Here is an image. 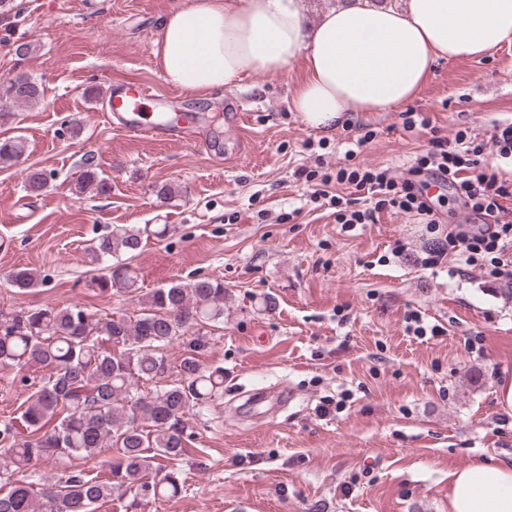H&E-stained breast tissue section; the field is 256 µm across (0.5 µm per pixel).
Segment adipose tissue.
Instances as JSON below:
<instances>
[{
	"mask_svg": "<svg viewBox=\"0 0 512 512\" xmlns=\"http://www.w3.org/2000/svg\"><path fill=\"white\" fill-rule=\"evenodd\" d=\"M512 42V0H346L309 23L301 0H191L164 17L154 55L165 81L192 94L272 76L304 56L290 107L335 128L356 112L413 101L438 63ZM448 512H512V461L448 473Z\"/></svg>",
	"mask_w": 512,
	"mask_h": 512,
	"instance_id": "obj_1",
	"label": "adipose tissue"
}]
</instances>
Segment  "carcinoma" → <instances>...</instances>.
Instances as JSON below:
<instances>
[{
  "instance_id": "1",
  "label": "carcinoma",
  "mask_w": 512,
  "mask_h": 512,
  "mask_svg": "<svg viewBox=\"0 0 512 512\" xmlns=\"http://www.w3.org/2000/svg\"><path fill=\"white\" fill-rule=\"evenodd\" d=\"M42 93L24 75L0 83V99L33 106ZM24 145L0 139V160L20 164ZM80 190L103 194L107 185L92 166L77 182ZM25 190L39 195L47 178L29 170ZM172 227L114 225L91 247L105 272L92 277L102 293L132 298L137 275L121 257L138 251L143 237L163 239ZM16 293L43 284L39 274L17 267L8 276ZM224 322V283L200 278L152 290L137 317H95L78 304L0 311V365L22 374L34 388L19 414L0 423V444L8 458L0 466V512H95L112 496L172 498L182 491L176 473L151 477L156 460L176 461L186 452V416L224 396V368H202L199 354L208 329ZM183 340L176 378L144 393L140 384L168 372L167 347ZM46 369L35 378L32 373ZM118 456L93 467H77L46 480L34 466L43 458L94 459L107 448Z\"/></svg>"
}]
</instances>
